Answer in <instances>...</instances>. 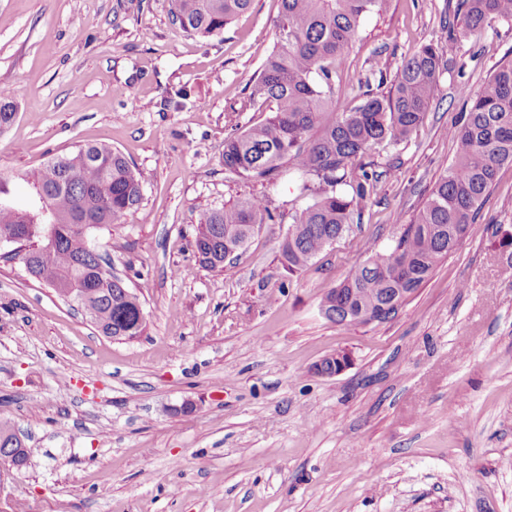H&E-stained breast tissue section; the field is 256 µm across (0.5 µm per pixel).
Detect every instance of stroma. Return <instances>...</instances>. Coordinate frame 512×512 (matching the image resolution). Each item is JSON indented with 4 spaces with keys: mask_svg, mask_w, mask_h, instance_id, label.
<instances>
[{
    "mask_svg": "<svg viewBox=\"0 0 512 512\" xmlns=\"http://www.w3.org/2000/svg\"><path fill=\"white\" fill-rule=\"evenodd\" d=\"M170 0H0V77L17 105L0 180L105 142L139 172V206L90 240L136 292L146 330L102 335L0 247V420L33 450L0 466V512H512V164L473 233L393 320L338 325L322 296L392 242L456 154L448 130L501 65L512 18L469 33L461 0H389L337 69L334 101L391 90L410 52L453 27L422 123L374 159L359 224L304 270L279 244L292 182L224 169V137L263 120L245 79L276 42L278 0L189 35ZM248 197L277 214L221 270L200 267L201 212ZM347 353L333 377L313 371Z\"/></svg>",
    "mask_w": 512,
    "mask_h": 512,
    "instance_id": "1",
    "label": "stroma"
}]
</instances>
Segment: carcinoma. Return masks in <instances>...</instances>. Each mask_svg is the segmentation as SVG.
<instances>
[{
  "instance_id": "obj_1",
  "label": "carcinoma",
  "mask_w": 512,
  "mask_h": 512,
  "mask_svg": "<svg viewBox=\"0 0 512 512\" xmlns=\"http://www.w3.org/2000/svg\"><path fill=\"white\" fill-rule=\"evenodd\" d=\"M276 44L246 89L250 101L268 113L261 122L224 138V169L244 178L267 179L292 163L298 190L316 195L295 212L292 228L279 245L290 271L306 268L333 240L349 232L354 218L374 194L379 174L372 151L385 141L400 143L421 123L434 95L441 45L428 44L407 56L393 90L362 93L360 102L339 112L332 77L361 19L387 7L388 0H279ZM465 26L480 30L492 16L512 18V0H465ZM253 0H171L173 23L190 35L220 34ZM0 132L13 124L17 106L0 93ZM467 112L450 136L456 159L444 170L419 213L394 232L384 252L366 247L367 259L354 267L320 304L336 324L360 325L353 315L361 304L387 306L379 321L397 313V289L416 291L463 238L494 184L498 169L512 164V62L500 66L483 88L466 98ZM33 192L41 206L19 210L4 202L0 183V237L29 244L15 255L26 271L51 288L74 284L78 305L103 335L134 339L146 323L140 298L112 275L89 241L93 229L110 225L142 200V182L112 146L84 144L49 160L36 174ZM275 222L264 200L252 197L203 211L194 240L200 265L222 269L232 250L243 249L263 224Z\"/></svg>"
}]
</instances>
